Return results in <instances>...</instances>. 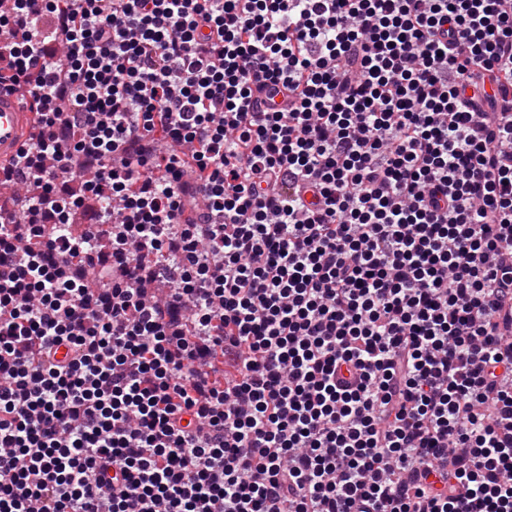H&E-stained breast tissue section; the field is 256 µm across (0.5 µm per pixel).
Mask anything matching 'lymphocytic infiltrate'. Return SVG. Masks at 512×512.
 Instances as JSON below:
<instances>
[{
    "label": "lymphocytic infiltrate",
    "instance_id": "f902f5d3",
    "mask_svg": "<svg viewBox=\"0 0 512 512\" xmlns=\"http://www.w3.org/2000/svg\"><path fill=\"white\" fill-rule=\"evenodd\" d=\"M506 89L512 0H6L0 512H512ZM31 112L14 94L0 92V159L13 155L21 146Z\"/></svg>",
    "mask_w": 512,
    "mask_h": 512
}]
</instances>
